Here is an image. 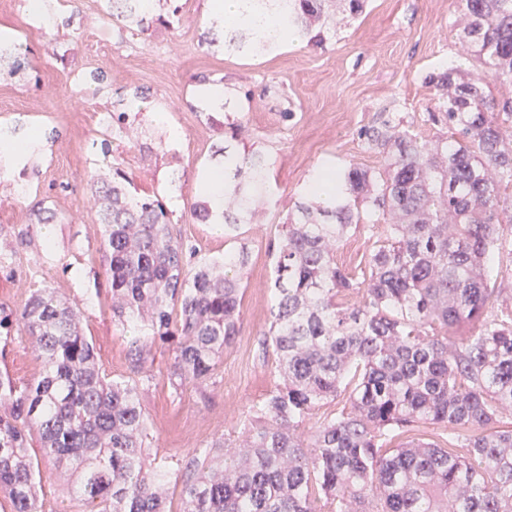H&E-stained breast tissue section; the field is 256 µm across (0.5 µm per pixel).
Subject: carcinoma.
<instances>
[{"mask_svg": "<svg viewBox=\"0 0 512 512\" xmlns=\"http://www.w3.org/2000/svg\"><path fill=\"white\" fill-rule=\"evenodd\" d=\"M249 17L224 26V44L241 55L277 45L261 8L283 5L284 26L319 47L329 33L328 0H248ZM456 39L476 68L429 78L431 120L451 135L426 141L385 121L362 133L382 154L380 172L332 170L349 196L322 200L307 189L295 213L277 225L271 322L266 341L279 382L244 424L238 450L218 441L200 451L183 481L181 512H512V430L494 427L512 409V312L489 310L490 265L499 253L501 215L512 209V100L492 84L512 82V0H455ZM103 10L146 31L145 0H103ZM23 45L0 36V75L27 79ZM129 102L112 105L103 135L130 137L152 154L165 147L134 126ZM55 130L17 127L0 142L22 151ZM224 153V212L199 199L189 212L205 224L239 229L257 213L265 161ZM91 172L103 227L112 317L136 336L135 361L160 342L173 348L175 379L203 385L241 332L249 261L241 243L190 263L193 250L173 234L174 211L142 194L121 168ZM376 229L360 278L336 265V250L364 223ZM351 294L359 301L350 305ZM24 332L46 361L38 379L17 388L0 374V494L11 512H40L39 465L28 453L35 433L45 455L74 476L82 512H167L165 486L176 473L152 464L138 382L100 368L79 308L52 288L34 290L19 311ZM472 328L457 338L455 331ZM333 417L303 424L329 400ZM416 424L453 431L458 449L411 438Z\"/></svg>", "mask_w": 512, "mask_h": 512, "instance_id": "1", "label": "carcinoma"}]
</instances>
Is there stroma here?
Segmentation results:
<instances>
[{
  "instance_id": "obj_1",
  "label": "stroma",
  "mask_w": 512,
  "mask_h": 512,
  "mask_svg": "<svg viewBox=\"0 0 512 512\" xmlns=\"http://www.w3.org/2000/svg\"><path fill=\"white\" fill-rule=\"evenodd\" d=\"M179 3V26L134 35L104 15L99 0H74L44 27L33 25L28 0H0V25L21 37L40 75L36 83L0 81V126L21 122L57 130V140L43 145L35 161L39 188L62 215L58 224L37 223L33 196L0 179V254L7 258L0 267V307L17 311L33 290L45 287L75 301L102 371L139 383L151 460L186 477L199 450L241 435L277 381L276 356L265 343L273 279L267 245L275 225L322 166L382 169L384 158L367 147L364 129L390 118L426 140L444 135L445 127L429 118L435 100L428 79L461 63L467 48L451 34L458 19L454 0H368L359 18L339 19L325 48L297 40L252 56L225 48L209 0ZM73 28L79 39L70 38ZM97 68L107 87L95 95L74 77ZM203 80L224 87L227 102L219 115L195 101ZM139 90L151 97L141 110L142 126L153 127L154 113H165L179 139L152 155L122 137L99 145L101 114ZM288 111L293 119L283 120ZM226 145L238 154L261 155L269 166L262 210L240 229L239 239L250 249L241 333L206 384H179L168 347L153 345L144 363L134 366L133 334L112 317L102 229L89 190L92 161L108 155L147 192L167 194L171 178H178L174 232L208 259L227 249L224 229L193 221L186 205L194 201L200 178L222 163L216 150ZM500 232L489 285L504 311L512 310V223ZM44 369L33 340L16 332L0 355V372L23 386ZM29 453L42 471V512H69V472L39 446Z\"/></svg>"
}]
</instances>
